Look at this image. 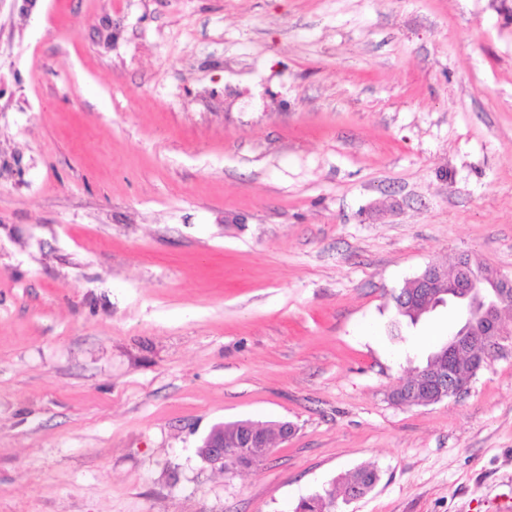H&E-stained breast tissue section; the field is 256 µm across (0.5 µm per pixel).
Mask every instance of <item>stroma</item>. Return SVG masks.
Listing matches in <instances>:
<instances>
[{"instance_id":"35a3bbf8","label":"stroma","mask_w":512,"mask_h":512,"mask_svg":"<svg viewBox=\"0 0 512 512\" xmlns=\"http://www.w3.org/2000/svg\"><path fill=\"white\" fill-rule=\"evenodd\" d=\"M462 252L512 276V0H0V512H503L512 339L389 399ZM281 423L283 422H255L248 419L224 422L225 434L239 430L251 432H241L228 437H224V433L210 435L204 448H198V454L204 461L214 466L231 463L234 470L236 467L243 468L249 461L254 465L253 449H271L281 434ZM253 432L264 437L267 447L263 439ZM376 479L377 477L373 469H359L349 478H347L345 482H343L340 493L342 494L343 498L347 500L348 496L352 495L354 486L358 485L364 495L372 489ZM336 501V485L325 489L323 493H316L303 499L298 505L302 512H330Z\"/></svg>"}]
</instances>
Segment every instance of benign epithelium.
Instances as JSON below:
<instances>
[{
    "instance_id": "1",
    "label": "benign epithelium",
    "mask_w": 512,
    "mask_h": 512,
    "mask_svg": "<svg viewBox=\"0 0 512 512\" xmlns=\"http://www.w3.org/2000/svg\"><path fill=\"white\" fill-rule=\"evenodd\" d=\"M419 284L420 292L433 301L441 305L451 298L464 313V326L448 336L438 352L447 368L427 371L423 377L426 388L457 398L467 392L472 377L456 371L457 359L467 356L478 370L501 353L502 341L509 335L503 327L501 309L512 295V277L494 272L479 283L465 262L456 264L451 276L447 268L429 264L420 274ZM264 447L263 439L252 432L228 437L220 433L209 436L198 454L214 466L231 463L242 468L252 460L253 449Z\"/></svg>"
}]
</instances>
